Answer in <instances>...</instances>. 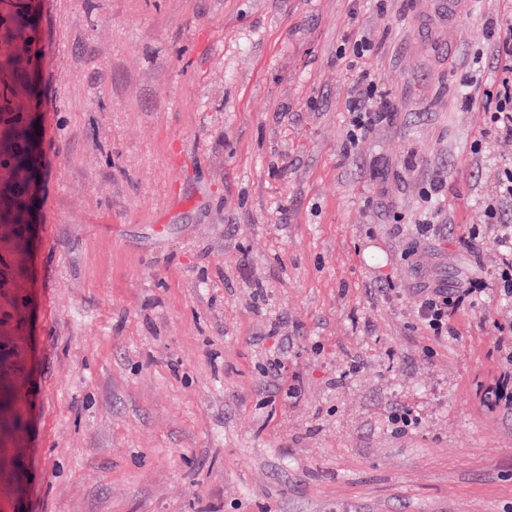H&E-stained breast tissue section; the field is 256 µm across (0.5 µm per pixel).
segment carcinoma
Returning <instances> with one entry per match:
<instances>
[{
    "mask_svg": "<svg viewBox=\"0 0 512 512\" xmlns=\"http://www.w3.org/2000/svg\"><path fill=\"white\" fill-rule=\"evenodd\" d=\"M35 47L33 23L0 31V224H28L34 199L30 179L37 173L35 82L17 81L19 49ZM15 401L0 405V428L17 423Z\"/></svg>",
    "mask_w": 512,
    "mask_h": 512,
    "instance_id": "1",
    "label": "carcinoma"
}]
</instances>
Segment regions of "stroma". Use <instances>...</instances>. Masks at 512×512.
<instances>
[{"instance_id": "stroma-1", "label": "stroma", "mask_w": 512, "mask_h": 512, "mask_svg": "<svg viewBox=\"0 0 512 512\" xmlns=\"http://www.w3.org/2000/svg\"><path fill=\"white\" fill-rule=\"evenodd\" d=\"M35 4L0 512H512V407L483 399L512 310L498 244L459 243L500 166L472 151L488 125L465 93L492 84L502 0ZM361 30L382 52L346 54ZM361 69L393 112L346 157ZM439 179L448 231L410 238ZM474 277L458 337L426 336L417 288ZM403 406L420 424L397 435Z\"/></svg>"}]
</instances>
